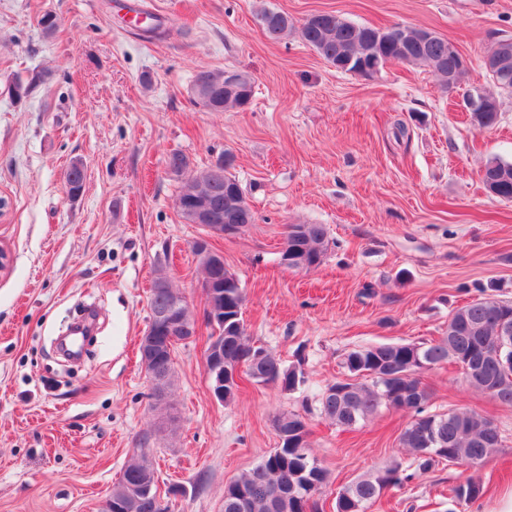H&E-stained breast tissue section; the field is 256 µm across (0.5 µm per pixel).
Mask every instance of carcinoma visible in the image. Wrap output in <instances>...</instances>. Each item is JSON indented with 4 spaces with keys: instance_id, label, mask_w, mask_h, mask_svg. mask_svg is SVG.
<instances>
[{
    "instance_id": "cac0c4a2",
    "label": "carcinoma",
    "mask_w": 512,
    "mask_h": 512,
    "mask_svg": "<svg viewBox=\"0 0 512 512\" xmlns=\"http://www.w3.org/2000/svg\"><path fill=\"white\" fill-rule=\"evenodd\" d=\"M256 19L266 38L280 41L296 34L303 43L323 59L345 73H355L358 66L372 59L381 64L402 63L428 66L441 78L454 73L462 76L456 56L448 50V40L434 36L429 42L419 41L421 30L403 27L396 32L391 26L380 29L351 22L333 12H318L297 23L287 13L261 7ZM204 86L194 85L196 97L211 112L243 108L253 96L254 81L242 72L228 83L224 71L208 72ZM493 88L481 89L488 109L479 115L477 128L494 126L498 120L499 102L496 92L512 94V65L490 71ZM233 154L224 152V173L211 169L186 180L179 193L184 204L192 203V195L204 186L216 216L227 212L233 200L234 221L252 224L255 214L247 203L241 185L233 173ZM482 180L494 187L489 194L512 202V161L498 156L489 159L482 169ZM288 245L307 267L319 265L328 249L327 228L323 224L288 225ZM234 288H217L212 300L224 304V370L246 365V375L258 383L278 384L293 391L305 382L304 372L285 367L271 351L253 348L243 316L232 310L229 294ZM176 290L151 289L149 309H165ZM512 328V302L484 293L448 314V334L431 344L383 343L348 352L342 360L349 382L326 386L319 398L321 415L341 428H351L375 414L385 405L407 413L410 421L399 436V444L409 457L393 461L389 466L360 477L341 488L335 501V512H366L385 491L403 488L432 471L441 462L465 460L472 473L465 481L448 488V500L471 504L481 499L487 486L478 475L487 459L502 446L495 423L474 410L446 413L428 411L430 393L420 374L435 366L454 362L467 370L468 384L482 392L494 388L490 397L512 406V335L503 338V326ZM151 370L157 383L154 394L162 396L174 374L173 356L160 355ZM276 432L288 435L290 447L277 444L249 472L224 486L223 512H318L316 496L328 483V475L310 452L309 428L305 419L284 412L277 419ZM146 467L134 459L112 487V500L129 504L127 512H159L157 486L146 483Z\"/></svg>"
}]
</instances>
